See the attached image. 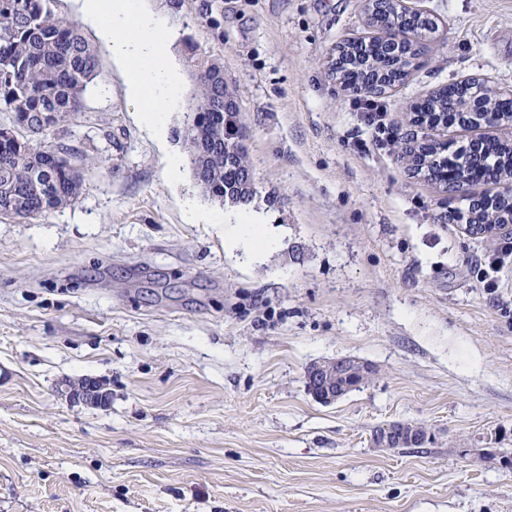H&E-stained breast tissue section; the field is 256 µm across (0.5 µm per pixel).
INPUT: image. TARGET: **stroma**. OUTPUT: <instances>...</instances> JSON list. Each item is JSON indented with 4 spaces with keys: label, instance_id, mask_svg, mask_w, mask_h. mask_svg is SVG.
<instances>
[{
    "label": "stroma",
    "instance_id": "1",
    "mask_svg": "<svg viewBox=\"0 0 512 512\" xmlns=\"http://www.w3.org/2000/svg\"><path fill=\"white\" fill-rule=\"evenodd\" d=\"M150 0L185 65L219 56L234 87L274 238L229 248L224 215L184 148L145 129L127 74L79 0H59L99 56L70 131L103 168L74 205L0 218V512H512V256L478 274L512 224L473 236L465 193L414 171L410 107L479 78L512 89V0H416L437 25L408 76L378 96L397 137L374 143L335 47L370 39L363 0ZM276 193L275 206L263 195ZM354 357L373 374L323 404L311 364ZM103 381L93 408L65 380ZM420 424L421 448L374 447L376 426Z\"/></svg>",
    "mask_w": 512,
    "mask_h": 512
}]
</instances>
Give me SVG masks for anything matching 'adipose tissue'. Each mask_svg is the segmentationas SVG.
Listing matches in <instances>:
<instances>
[{
	"mask_svg": "<svg viewBox=\"0 0 512 512\" xmlns=\"http://www.w3.org/2000/svg\"><path fill=\"white\" fill-rule=\"evenodd\" d=\"M145 0H82L85 19L96 26L115 60L129 69L127 92L141 106L148 130L164 135L167 115L179 99L181 73L163 36L162 20Z\"/></svg>",
	"mask_w": 512,
	"mask_h": 512,
	"instance_id": "obj_1",
	"label": "adipose tissue"
}]
</instances>
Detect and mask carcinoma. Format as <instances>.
<instances>
[{
	"label": "carcinoma",
	"instance_id": "cac0c4a2",
	"mask_svg": "<svg viewBox=\"0 0 512 512\" xmlns=\"http://www.w3.org/2000/svg\"><path fill=\"white\" fill-rule=\"evenodd\" d=\"M57 2L0 0V112L9 115V123L0 124L1 217L30 221L74 204L86 189L87 154L67 136L87 84L98 75V55L78 25L57 10ZM376 8L392 14L403 34L422 37L434 30L430 19L399 12L396 0H381ZM404 45L400 57L388 54L381 37L337 47L336 81L345 87L402 81L416 56L413 43ZM186 62L194 85L185 126L220 122L226 129L235 127L238 113H224L221 59L189 45ZM467 98L462 87L452 97L442 88L418 107V114L446 123ZM419 151L427 176L435 178L447 167L440 144L424 143ZM245 153L246 146L229 135L226 152L210 161L209 168L217 170L211 198L233 205L252 202L256 191L245 186L238 169ZM478 163L504 179L512 177V149L504 143H490Z\"/></svg>",
	"mask_w": 512,
	"mask_h": 512
}]
</instances>
